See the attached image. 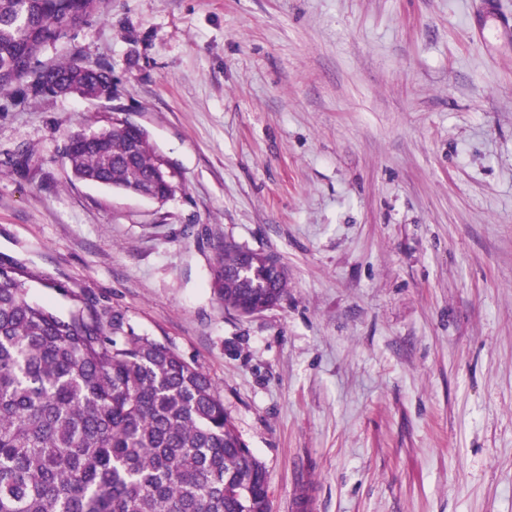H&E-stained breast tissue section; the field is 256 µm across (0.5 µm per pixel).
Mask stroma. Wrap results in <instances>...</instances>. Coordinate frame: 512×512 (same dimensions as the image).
I'll return each instance as SVG.
<instances>
[{"label": "stroma", "instance_id": "1", "mask_svg": "<svg viewBox=\"0 0 512 512\" xmlns=\"http://www.w3.org/2000/svg\"><path fill=\"white\" fill-rule=\"evenodd\" d=\"M481 22L484 41L473 38ZM112 97L0 94V261L121 312L218 388L272 512H512V28L477 0H104L45 45ZM165 203L75 180L113 115ZM287 298L225 311L220 245Z\"/></svg>", "mask_w": 512, "mask_h": 512}]
</instances>
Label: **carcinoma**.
I'll list each match as a JSON object with an SVG mask.
<instances>
[{
	"mask_svg": "<svg viewBox=\"0 0 512 512\" xmlns=\"http://www.w3.org/2000/svg\"><path fill=\"white\" fill-rule=\"evenodd\" d=\"M101 0H0V91L86 67H36L49 41L81 27ZM72 174L125 189L157 171L149 136L70 134ZM35 275L0 263V512H270L264 463L217 387L171 347L138 336L121 313L32 300ZM211 287L241 315L277 306L288 273L274 255L218 248Z\"/></svg>",
	"mask_w": 512,
	"mask_h": 512,
	"instance_id": "1",
	"label": "carcinoma"
}]
</instances>
